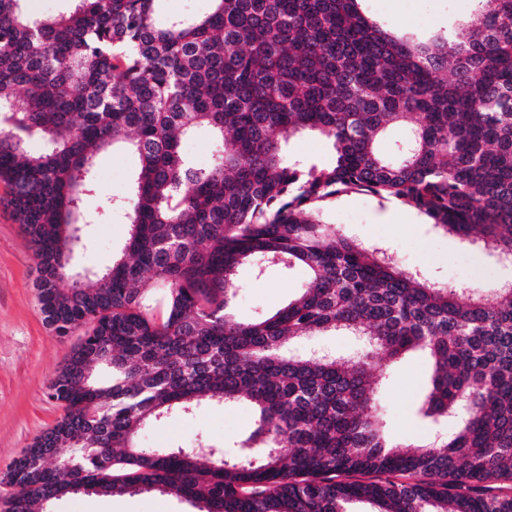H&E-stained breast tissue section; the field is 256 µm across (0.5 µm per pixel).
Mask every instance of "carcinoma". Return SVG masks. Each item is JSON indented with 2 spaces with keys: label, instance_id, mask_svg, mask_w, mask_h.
<instances>
[{
  "label": "carcinoma",
  "instance_id": "cac0c4a2",
  "mask_svg": "<svg viewBox=\"0 0 512 512\" xmlns=\"http://www.w3.org/2000/svg\"><path fill=\"white\" fill-rule=\"evenodd\" d=\"M28 2L0 0V181L45 323L86 331L48 385L63 415L0 472L5 512H46L72 487L199 512H512V276L487 303L327 232L315 210L342 192L396 198L512 255V0H472L460 32L424 41L361 0H210L164 19L162 0H61L50 16ZM404 122L398 157H383ZM199 127L220 144L207 168L182 147ZM303 134L334 162L290 153ZM120 144L137 159L128 241L106 271L75 273L81 226L99 219L85 208L95 157ZM247 261L258 277L301 265L306 287L243 321L231 302ZM340 330L359 357L285 353ZM414 349L432 361L424 416L467 412L402 449L372 363ZM242 398L257 416L236 448L139 443L146 426Z\"/></svg>",
  "mask_w": 512,
  "mask_h": 512
}]
</instances>
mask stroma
Wrapping results in <instances>:
<instances>
[{
	"mask_svg": "<svg viewBox=\"0 0 512 512\" xmlns=\"http://www.w3.org/2000/svg\"><path fill=\"white\" fill-rule=\"evenodd\" d=\"M471 0H367L368 11L399 34L428 37L453 30L467 15ZM136 167L134 155L114 150L96 161L97 194L89 207L107 209L108 216L84 226L88 244L76 253L80 268L103 270L121 253L129 236L123 211L111 199L130 196ZM9 189L0 182V470L20 455L32 439L53 425L62 409L47 396V384L77 344V336H57L45 323L35 296L36 259L12 209L4 205ZM391 201L364 192H347L323 202L321 219L331 230L365 245L393 250L402 266L420 269L428 278L462 290L496 288L506 269L481 249L437 233L413 207L391 215ZM307 279L304 268L267 269L256 276L252 265L238 270L240 287L233 300L239 319L267 316L294 299ZM377 391L386 406L384 431L392 443L418 445L453 432L455 419L438 422L419 408L431 368L427 357L410 352L375 364ZM254 407L245 399L224 408L206 406L191 416L170 419L141 433L155 447L189 446L205 440L232 448L253 429ZM51 512H198L177 497L156 491L114 497L72 495L57 500Z\"/></svg>",
	"mask_w": 512,
	"mask_h": 512,
	"instance_id": "obj_1",
	"label": "stroma"
}]
</instances>
